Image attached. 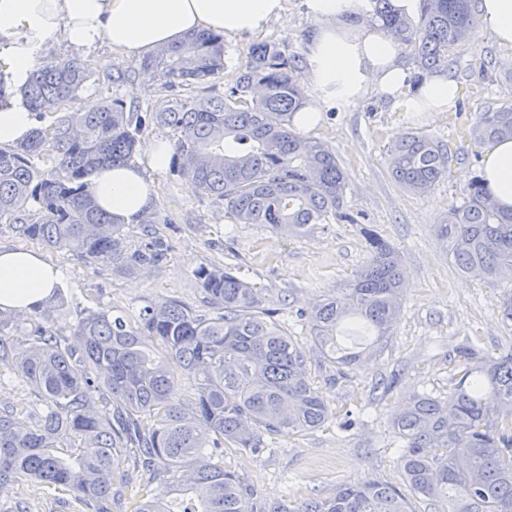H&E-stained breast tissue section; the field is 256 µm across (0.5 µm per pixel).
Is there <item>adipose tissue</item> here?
<instances>
[{"label": "adipose tissue", "mask_w": 512, "mask_h": 512, "mask_svg": "<svg viewBox=\"0 0 512 512\" xmlns=\"http://www.w3.org/2000/svg\"><path fill=\"white\" fill-rule=\"evenodd\" d=\"M306 8L317 24L307 52L315 94L294 114L295 128L315 126L327 103L353 104L371 87L390 96L401 112L447 111L457 94L454 81L436 75L417 94L406 95V73L392 37L375 25L357 32L345 25L346 16L369 13L371 0H306ZM285 13V0H0V69L19 86L43 50L57 41L76 49L104 43L119 53L144 56L199 30L258 32ZM35 125L20 97L11 96L0 108V146L26 142ZM171 159L169 144L155 140L143 161L102 169L92 185L98 206L119 223H138L159 206L152 174ZM481 176L497 207L511 211L512 139L486 151ZM61 277L40 250L0 247V308L36 312Z\"/></svg>", "instance_id": "adipose-tissue-1"}]
</instances>
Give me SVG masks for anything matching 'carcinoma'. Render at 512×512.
Returning a JSON list of instances; mask_svg holds the SVG:
<instances>
[{
  "label": "carcinoma",
  "mask_w": 512,
  "mask_h": 512,
  "mask_svg": "<svg viewBox=\"0 0 512 512\" xmlns=\"http://www.w3.org/2000/svg\"><path fill=\"white\" fill-rule=\"evenodd\" d=\"M372 18L400 47L415 51V79L449 66L451 50L468 41L479 20L473 0H422L420 17L399 14L391 0H372ZM224 71V36L199 31L156 51L137 68L162 73L169 87L200 92L175 97L152 113L177 134L174 165L201 194L224 201L238 224H263L303 236L334 220L357 223L343 210L347 185L336 153L297 135L291 123L303 103L295 59L275 43L252 49L231 86L216 91ZM90 77L81 60L37 68L23 88L36 114L61 112L20 145L0 148V223L85 259H106L119 272L167 259L168 245L151 236L126 248L122 225L97 205L92 178L106 164L132 160L141 116L117 98L94 112L64 107ZM477 148L512 138V104L477 114L469 129ZM53 155L55 166L37 160ZM451 152L437 137L413 132L389 154L394 180L415 195L445 180ZM370 262L346 287L318 301L307 316L301 343L274 321L262 289L230 268L195 271L214 312L198 315L177 300L143 309L133 330L104 309L81 317L72 339L49 318L59 297L22 322L0 309V359L44 398L35 422L0 410V482H35L64 489L96 509L112 512V491L130 482L128 470L147 475L131 512H257L256 492L224 466V444L259 457L266 440L321 427L331 410L311 378V366L346 376L392 335L405 295L395 250L363 228ZM437 237L452 242L466 274L494 285L512 279V213L499 211L479 178L464 201L451 203ZM360 342L340 343L343 335ZM153 337L160 348L146 344ZM462 369L445 397L416 393L393 420L403 453L399 467L409 491L448 512H512V350L489 354L468 343L458 348ZM85 368L79 375L75 365ZM181 379L193 382L186 404L169 400ZM156 480L169 483L172 500L152 495ZM267 512H411L408 498L381 482H349L328 494Z\"/></svg>",
  "instance_id": "carcinoma-1"
}]
</instances>
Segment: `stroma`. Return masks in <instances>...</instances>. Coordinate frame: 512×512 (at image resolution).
<instances>
[{
    "mask_svg": "<svg viewBox=\"0 0 512 512\" xmlns=\"http://www.w3.org/2000/svg\"><path fill=\"white\" fill-rule=\"evenodd\" d=\"M315 29L305 0H287L284 19L255 33L224 39V72L220 88L229 87L255 44L273 42L285 55L307 66V47ZM52 59L77 58L92 77L79 94L85 99L116 96L141 113L159 109L171 98L166 82L142 81L134 70L139 60L107 45L75 50L55 44L45 50ZM449 78L460 88L464 110L426 117L393 108L388 96L368 92L354 105H327L323 121L307 136L332 147L348 177L343 207L360 216L356 224H320L302 237L276 234L260 224H238L223 202L193 191L175 167L155 174L161 203L154 224L124 225L125 244L140 248L147 235L169 245L163 263L132 273L113 270L110 262L82 260L63 249L46 255L63 273L58 286L64 305L50 319L53 330L70 336L84 313L98 308L138 326L151 302L174 299L196 314L212 312L195 277L199 266L229 267L262 288L276 321L290 334L305 337L300 318L311 304L346 287L370 258L363 228L376 230L399 253L409 280L400 319L378 352L354 365L337 384L313 370L316 386L329 402L333 418L318 430L276 440L255 458L232 445L224 447V464L257 492V504L268 507L328 493L336 484L376 481L403 487L401 443L392 427L395 410L409 394L448 393L459 371V344L471 341L490 353L512 348V326L499 314L504 291L512 282L488 285L463 273L434 228L450 203L461 200L483 162L465 129L477 112L512 103V48L499 45L486 25L450 53ZM432 133L445 140L454 155L448 177L430 194L415 196L392 178L391 147L406 134ZM34 417L44 409L36 390L11 360H0V408ZM87 512L73 496L35 483L0 484V512Z\"/></svg>",
    "mask_w": 512,
    "mask_h": 512,
    "instance_id": "stroma-1",
    "label": "stroma"
}]
</instances>
